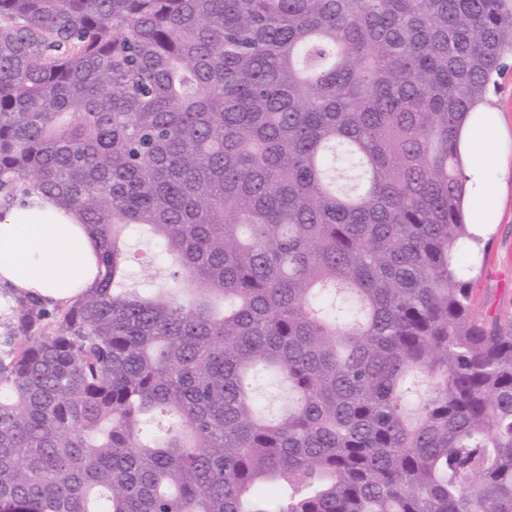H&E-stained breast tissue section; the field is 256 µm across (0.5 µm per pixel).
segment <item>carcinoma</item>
Returning a JSON list of instances; mask_svg holds the SVG:
<instances>
[{"mask_svg": "<svg viewBox=\"0 0 512 512\" xmlns=\"http://www.w3.org/2000/svg\"><path fill=\"white\" fill-rule=\"evenodd\" d=\"M511 66L512 0H0V188L104 267L13 307L0 512H512L458 150ZM157 263L161 267V274L152 283L144 284L138 277L136 271L133 272L127 283H129L131 287L139 288L141 293H152L156 288L169 285L171 282L172 268L165 254L158 255Z\"/></svg>", "mask_w": 512, "mask_h": 512, "instance_id": "obj_1", "label": "carcinoma"}]
</instances>
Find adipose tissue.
I'll return each mask as SVG.
<instances>
[{"label":"adipose tissue","instance_id":"ef3b65f1","mask_svg":"<svg viewBox=\"0 0 512 512\" xmlns=\"http://www.w3.org/2000/svg\"><path fill=\"white\" fill-rule=\"evenodd\" d=\"M498 137L493 121L482 112L470 115L460 137L476 202L473 231L482 237L491 233L499 205L487 168V145ZM101 274L88 229L56 200L33 191L0 213V286L67 305L92 288Z\"/></svg>","mask_w":512,"mask_h":512}]
</instances>
